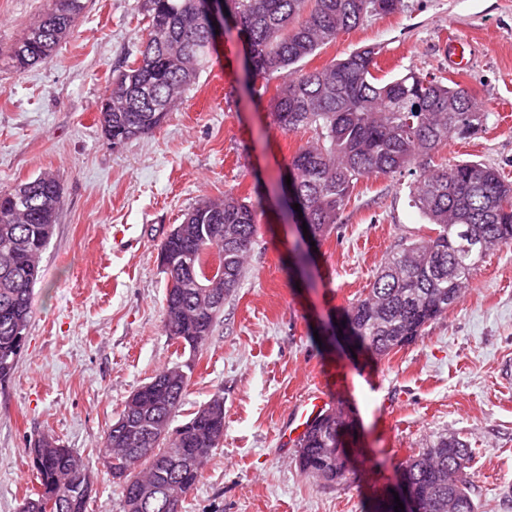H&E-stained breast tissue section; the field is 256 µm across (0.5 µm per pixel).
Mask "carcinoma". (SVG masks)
<instances>
[{
	"label": "carcinoma",
	"instance_id": "cac0c4a2",
	"mask_svg": "<svg viewBox=\"0 0 512 512\" xmlns=\"http://www.w3.org/2000/svg\"><path fill=\"white\" fill-rule=\"evenodd\" d=\"M401 0H223L224 28H239L253 74L275 73L282 82L269 101L287 132L312 129L316 139L288 164L291 186L283 194L302 210L313 241L331 229L358 182L370 176L415 173L439 146L475 133L486 119L459 83H443L414 70L389 81L377 78L379 49L364 47L321 69L299 63L367 16L389 15ZM148 18L135 59L112 75L110 111L101 126L126 143L159 127L168 112L209 66L216 50L209 0H143ZM87 0H53L12 45L6 57L19 71L47 59L71 33ZM412 202L434 225L432 234L389 259L363 297L343 311L351 342L381 359L422 335L467 288L479 263L512 244V183L498 170L459 161L417 175ZM64 206L55 175L43 172L0 193V382L8 380L24 347L31 298L41 278L42 253ZM163 240L169 274L164 326L190 353L202 351L226 298L245 269L257 232L254 205L233 193L204 200ZM200 281L205 288H196ZM195 363L157 372L127 399L97 448L98 458L121 489L123 512H170L168 500L194 490L203 468L224 439V397L216 393L184 423L171 427ZM348 426L332 408L298 441L302 472L326 482L348 467ZM28 457L39 489L19 512H89L91 472L71 448L50 433ZM471 451L456 434L436 437L401 464L426 512H477L470 495ZM143 487L159 494L139 501Z\"/></svg>",
	"mask_w": 512,
	"mask_h": 512
}]
</instances>
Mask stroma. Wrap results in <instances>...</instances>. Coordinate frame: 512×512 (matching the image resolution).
I'll use <instances>...</instances> for the list:
<instances>
[{
  "mask_svg": "<svg viewBox=\"0 0 512 512\" xmlns=\"http://www.w3.org/2000/svg\"><path fill=\"white\" fill-rule=\"evenodd\" d=\"M51 0H0V191L53 173L65 205L41 258L26 343L0 386V512L38 488L27 450L49 432L93 475L90 512H121L96 455L125 401L160 369L194 360L184 422L224 396V439L182 512H369L375 492L434 437L472 451L478 512H512V245L485 258L469 287L414 343L383 359L355 355L332 328L378 268L428 232L412 206L410 175L361 180L306 271L292 263L296 231L282 215L279 177L312 131L288 133L269 95L254 96L243 45L225 33L209 67L152 133L115 148L98 122L112 73L133 59L142 0H89L45 62L19 72L4 49ZM474 47L461 72L449 37ZM378 47L375 74L412 69L454 80L486 114L433 165L478 161L512 178V0H402L306 59V71ZM257 206L258 231L238 288L197 357L167 335V277L158 258L169 231L225 192ZM347 384H337V376ZM346 409L360 448L345 477L300 471L282 429L310 393Z\"/></svg>",
  "mask_w": 512,
  "mask_h": 512,
  "instance_id": "1",
  "label": "stroma"
}]
</instances>
